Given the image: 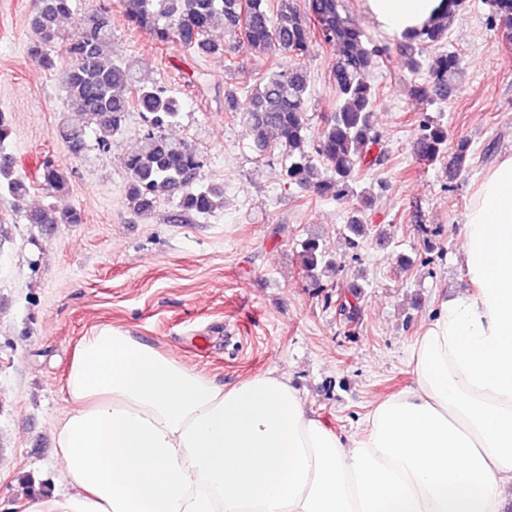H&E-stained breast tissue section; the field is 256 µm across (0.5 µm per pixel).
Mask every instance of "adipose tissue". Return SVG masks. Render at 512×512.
Masks as SVG:
<instances>
[{
  "mask_svg": "<svg viewBox=\"0 0 512 512\" xmlns=\"http://www.w3.org/2000/svg\"><path fill=\"white\" fill-rule=\"evenodd\" d=\"M393 39L444 0H363ZM472 293L410 352L414 383L360 438L309 416L285 376L226 388L126 330L83 336L54 428L69 490L30 512H507L512 506V156L463 215Z\"/></svg>",
  "mask_w": 512,
  "mask_h": 512,
  "instance_id": "adipose-tissue-1",
  "label": "adipose tissue"
}]
</instances>
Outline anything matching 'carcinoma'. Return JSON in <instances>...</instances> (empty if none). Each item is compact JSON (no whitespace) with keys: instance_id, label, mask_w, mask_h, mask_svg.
<instances>
[{"instance_id":"1","label":"carcinoma","mask_w":512,"mask_h":512,"mask_svg":"<svg viewBox=\"0 0 512 512\" xmlns=\"http://www.w3.org/2000/svg\"><path fill=\"white\" fill-rule=\"evenodd\" d=\"M122 0L125 15L144 28L155 40L178 44L197 58L224 56V43L212 37L220 26L239 36L258 55H286L288 66L275 65L250 89V108L243 123L258 153L276 138L288 158L284 174L289 183L319 197L338 200L355 193L360 175L382 164L383 144L374 123L376 87L368 76L379 65L385 48L371 39L365 28L342 6L343 0ZM445 17L421 29L399 46L409 69L424 70L427 79L415 84V92L446 93L460 85L465 73L460 55L444 47L448 28L463 0H446ZM487 20L498 28L503 40L512 42V0H482ZM73 10V0H35L29 25L28 54L48 70L63 69V91L67 118L58 126V136L72 153L84 149L88 130L104 134L118 132L126 115L137 110L148 125L140 147L124 161L129 177L125 186L127 207L136 215L150 214L158 201L178 199V221L207 215L224 205V186L197 184L201 162L185 142L162 135L177 121L183 104L149 77L135 61L112 58V14L90 10L76 32H67L61 20ZM334 54L330 77L336 87V105L322 116V127L314 152L308 151L310 79L305 59L314 45ZM12 127L0 111V196L11 197L20 207L31 190L39 187L54 202L24 210L25 220L52 228L56 224H80L82 214L66 202L70 194L68 174L45 160L30 179L18 173V161L7 151ZM449 174L465 170L470 142L459 139L453 146ZM418 158L429 164L441 161L448 152V129L429 117L420 120L413 143ZM374 196L365 190L358 205L348 212L344 229L348 240L358 246L369 231L366 212ZM300 268L318 282L333 265L316 238L301 243Z\"/></svg>"}]
</instances>
